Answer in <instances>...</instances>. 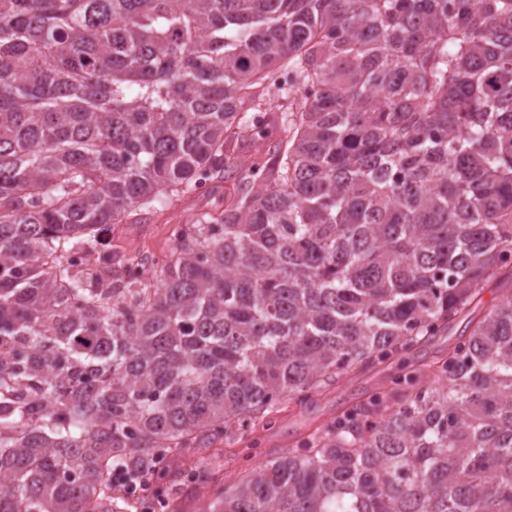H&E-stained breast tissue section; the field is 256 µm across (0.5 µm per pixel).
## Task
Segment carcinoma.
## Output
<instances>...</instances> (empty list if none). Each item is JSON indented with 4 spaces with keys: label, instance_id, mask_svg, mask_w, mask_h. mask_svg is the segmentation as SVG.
<instances>
[{
    "label": "carcinoma",
    "instance_id": "carcinoma-1",
    "mask_svg": "<svg viewBox=\"0 0 512 512\" xmlns=\"http://www.w3.org/2000/svg\"><path fill=\"white\" fill-rule=\"evenodd\" d=\"M267 122L270 158L230 151ZM202 180L224 212L153 286L74 262ZM506 279L512 0H0V512H139L116 471L159 477ZM208 512H512V287Z\"/></svg>",
    "mask_w": 512,
    "mask_h": 512
}]
</instances>
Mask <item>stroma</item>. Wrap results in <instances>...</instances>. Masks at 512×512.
Masks as SVG:
<instances>
[{"label": "stroma", "mask_w": 512, "mask_h": 512, "mask_svg": "<svg viewBox=\"0 0 512 512\" xmlns=\"http://www.w3.org/2000/svg\"><path fill=\"white\" fill-rule=\"evenodd\" d=\"M223 209V187H216L206 194H187L175 208L144 211L136 223L115 225L108 239V249L138 258L158 256L169 259L176 233L181 227L206 213L219 215ZM454 343L453 336H439L431 343L409 351L404 357L392 358L368 371L351 372L338 384L313 395L309 402L282 399L265 420L256 421L247 432L231 435L197 455L195 460L174 458L166 461V468L175 473L173 480L164 487L172 512H205L207 507L211 492L188 479L186 472L190 465L207 470L221 485H231L253 465L267 460L271 451L299 445L353 403L366 399L372 393L390 390L395 378L443 357Z\"/></svg>", "instance_id": "35a3bbf8"}]
</instances>
